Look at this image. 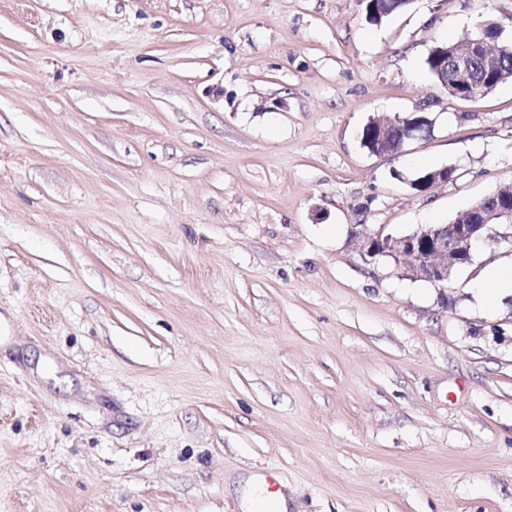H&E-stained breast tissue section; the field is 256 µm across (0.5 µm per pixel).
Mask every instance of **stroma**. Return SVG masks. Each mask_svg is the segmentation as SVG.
I'll use <instances>...</instances> for the list:
<instances>
[{
	"mask_svg": "<svg viewBox=\"0 0 512 512\" xmlns=\"http://www.w3.org/2000/svg\"><path fill=\"white\" fill-rule=\"evenodd\" d=\"M512 0H0V512H512V300L363 230L512 187V79L426 66ZM426 137L373 155L374 116ZM455 178L420 192L422 170Z\"/></svg>",
	"mask_w": 512,
	"mask_h": 512,
	"instance_id": "stroma-1",
	"label": "stroma"
}]
</instances>
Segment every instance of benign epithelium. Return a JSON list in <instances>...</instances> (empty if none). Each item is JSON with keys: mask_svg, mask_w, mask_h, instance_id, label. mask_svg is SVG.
I'll return each mask as SVG.
<instances>
[{"mask_svg": "<svg viewBox=\"0 0 512 512\" xmlns=\"http://www.w3.org/2000/svg\"><path fill=\"white\" fill-rule=\"evenodd\" d=\"M503 31V25L489 22L478 35L465 39V44L452 49L449 62L438 68L437 83L454 97L469 96L468 78L475 64L484 72L481 85L493 90L504 79L512 77L507 61L498 51H490L489 33ZM431 123L425 116L371 118L363 129V140L370 152L378 156L396 157L406 144L430 133ZM453 179V170L443 167L418 182L427 191ZM510 231L502 230V227ZM503 241L512 243V190L498 191L461 211L447 224H423L410 235L395 237L379 229L364 236L360 256L369 263L378 255L403 261L411 276L446 288L455 270L473 262L478 246L494 248Z\"/></svg>", "mask_w": 512, "mask_h": 512, "instance_id": "7a95c632", "label": "benign epithelium"}]
</instances>
